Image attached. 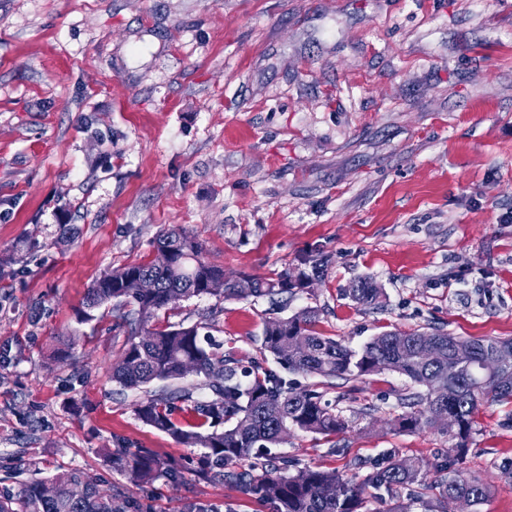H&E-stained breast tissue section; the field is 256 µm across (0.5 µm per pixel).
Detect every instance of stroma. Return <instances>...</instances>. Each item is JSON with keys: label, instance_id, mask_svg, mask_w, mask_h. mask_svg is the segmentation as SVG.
Returning a JSON list of instances; mask_svg holds the SVG:
<instances>
[{"label": "stroma", "instance_id": "stroma-1", "mask_svg": "<svg viewBox=\"0 0 512 512\" xmlns=\"http://www.w3.org/2000/svg\"><path fill=\"white\" fill-rule=\"evenodd\" d=\"M512 0H0V478L80 468L127 489L102 449L184 462L112 380L127 342L111 307L81 316L106 271L194 235L231 279L311 273L276 298H193L162 325L213 319L243 361L266 321L306 309L354 348L437 327L512 338ZM321 267H314V260ZM377 307L348 295L360 279ZM349 428L290 431L297 465L362 483L393 454L489 486L471 512H512V404L481 405L465 453L399 431L393 372L327 380ZM366 489L368 512H425L429 484ZM144 512H274L239 484L186 476L135 490ZM353 301L361 306H376L382 302L383 290L374 281L363 279L356 282L349 290Z\"/></svg>", "mask_w": 512, "mask_h": 512}]
</instances>
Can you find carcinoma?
<instances>
[{
	"label": "carcinoma",
	"instance_id": "obj_1",
	"mask_svg": "<svg viewBox=\"0 0 512 512\" xmlns=\"http://www.w3.org/2000/svg\"><path fill=\"white\" fill-rule=\"evenodd\" d=\"M154 247L170 252V262L158 267L153 262L132 264L113 270L88 289L84 299L85 317L103 305L115 303L119 318L130 325L127 345L112 363V380L124 388L144 390L136 405L138 418L146 425L171 435L198 453L185 465L161 457L149 448L132 451L122 444L107 451L112 467L127 480L143 487L158 477L170 482L184 480L190 472L202 480L222 483L237 480L247 492L271 503L275 512H361V488L334 471L310 466L288 472V459L271 458V449L283 441L291 428L324 436L340 433L348 421L322 401L319 392L286 386L283 378L258 361L240 366V360L203 345L200 326L154 327L150 322L158 311L182 301L203 296L225 299L279 294L297 286L289 273L272 281H251L240 288L224 280V270L205 261L195 237L168 229L160 232ZM137 275L151 284L146 291L131 295L125 280ZM361 306L381 303L383 290L363 279L349 290ZM316 311L306 310L287 318L266 322L264 350L285 370L318 375L327 379L353 378L377 372H395L424 388L417 400L407 402L408 411L399 417L405 430L430 428L466 446L478 407L488 402L512 403V366L494 374L485 372L482 361L491 353L512 348V339L475 340L452 336L438 329L414 332H386L355 349L316 331ZM422 342L440 347V355L427 363L414 357ZM196 366L195 376L213 398L194 397L191 387L151 391L155 382L181 380L188 376L186 365ZM448 382V401L433 395L436 381ZM448 413L442 428L433 417ZM251 461L241 472L230 466ZM447 461L435 465L438 479L437 503L441 512H451L458 496L477 504L489 492L478 479L449 478ZM423 463L388 456L372 467L365 483L391 492L420 482ZM20 489L0 488V512H142V505L123 490L100 491L99 479L81 469L64 470L45 478L21 479Z\"/></svg>",
	"mask_w": 512,
	"mask_h": 512
}]
</instances>
